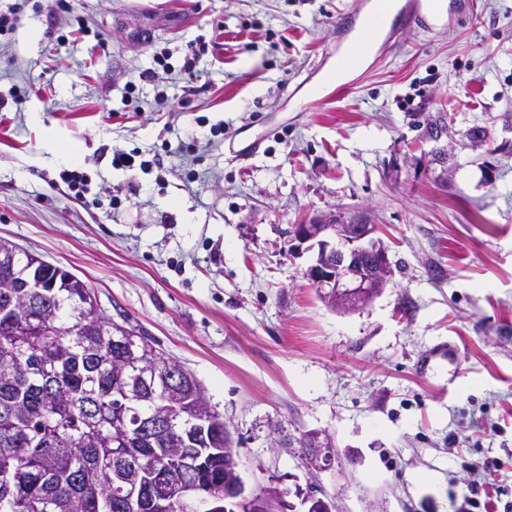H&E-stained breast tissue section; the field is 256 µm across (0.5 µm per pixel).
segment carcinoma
Segmentation results:
<instances>
[{"label": "carcinoma", "instance_id": "obj_1", "mask_svg": "<svg viewBox=\"0 0 512 512\" xmlns=\"http://www.w3.org/2000/svg\"><path fill=\"white\" fill-rule=\"evenodd\" d=\"M0 264V512H131L113 473L189 452L202 489L224 480V418L190 424L197 383L142 381L119 343L135 330L98 311L70 273L12 245ZM172 414L163 432L147 426Z\"/></svg>", "mask_w": 512, "mask_h": 512}]
</instances>
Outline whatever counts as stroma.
Returning <instances> with one entry per match:
<instances>
[{
	"instance_id": "stroma-1",
	"label": "stroma",
	"mask_w": 512,
	"mask_h": 512,
	"mask_svg": "<svg viewBox=\"0 0 512 512\" xmlns=\"http://www.w3.org/2000/svg\"><path fill=\"white\" fill-rule=\"evenodd\" d=\"M25 2L0 37V96L26 92L0 110V240L81 278L193 373L247 487L277 489L281 512L312 495L332 512H455L490 485L512 505V0L391 33L338 101L336 20L364 0ZM164 49L172 73L139 80ZM438 114L452 133L433 140ZM474 127L507 152L486 156ZM189 132L196 149L178 151ZM135 148L162 165L112 168ZM67 166L99 203L56 188ZM334 214L379 225L393 268L347 313L306 278L313 252L288 254L295 225ZM441 345L450 357L423 367ZM314 432L335 443L322 470L300 446Z\"/></svg>"
}]
</instances>
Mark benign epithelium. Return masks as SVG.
<instances>
[{"label":"benign epithelium","mask_w":512,"mask_h":512,"mask_svg":"<svg viewBox=\"0 0 512 512\" xmlns=\"http://www.w3.org/2000/svg\"><path fill=\"white\" fill-rule=\"evenodd\" d=\"M378 225L367 222L349 224L337 215L313 219L297 224L293 229L291 252L299 255L315 251V258L306 270V276L326 291L327 302L340 310L359 309L378 297L392 278L391 264L383 242L377 237ZM313 447L320 452L311 457L316 468L330 460L335 447L328 434L311 436ZM125 499L129 506H144L145 489L140 477L124 481ZM177 501L186 508H212L214 512H275L280 502V492L265 489L259 493L246 492L238 467L232 476L202 493L191 482H180L172 488Z\"/></svg>","instance_id":"benign-epithelium-1"}]
</instances>
